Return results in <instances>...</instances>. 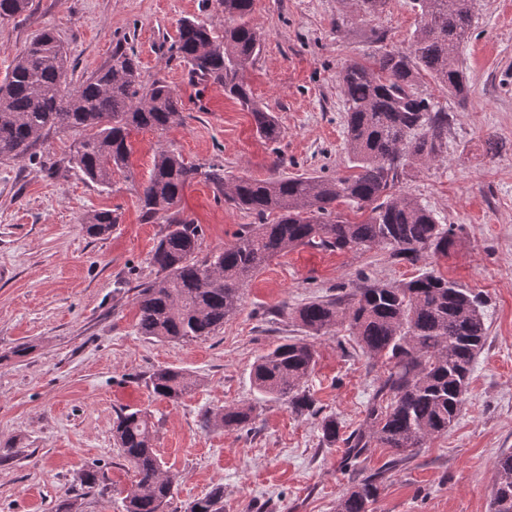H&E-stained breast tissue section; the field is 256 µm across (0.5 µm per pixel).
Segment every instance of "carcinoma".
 Segmentation results:
<instances>
[{
    "mask_svg": "<svg viewBox=\"0 0 512 512\" xmlns=\"http://www.w3.org/2000/svg\"><path fill=\"white\" fill-rule=\"evenodd\" d=\"M413 3L420 21L407 50L386 51L368 63L351 61L339 73L345 140L356 174L229 182L216 164L204 169L166 146L157 149L140 202L146 218L161 215L167 228L153 251L154 278L136 286L140 335L187 342L216 334L240 308L243 288L255 275L300 246L358 254L381 247L412 264L448 254L455 243L453 225L441 223L428 207L398 192L396 184L407 167L436 161L448 147L449 114L418 85L427 75L438 88L466 98L456 56L469 38L474 0ZM219 4L224 6L223 31L184 19L172 52L192 76L223 88L225 96L250 112L259 136L275 144L281 128L254 101L243 78L262 49V34L250 20L254 0ZM386 4L357 0L359 16L371 18ZM29 6L30 0H0V19L24 16ZM67 63V52L49 28L15 60L0 84V159L23 161L51 131L78 130L69 163L89 181L108 187L113 176L130 174L131 133L167 130L184 111L183 101L162 79L143 83L136 56L119 44L107 64L72 90ZM199 177L213 185L216 196L257 219L243 225L231 244L203 257L201 226L179 209L185 187ZM343 201L369 210L367 218H342L337 205ZM117 223L116 212L100 210L88 214L82 228L100 237L111 234ZM288 317L313 335L347 325L372 365L381 368L363 426L345 439L349 459L374 443L407 459L448 432L487 336L479 296L433 271L394 285L361 277L346 296L311 300L290 309ZM315 364L313 346L290 339L261 355L250 378L261 397L310 412L314 401L306 384ZM199 385L196 376L174 367L157 368L146 381L154 395L172 401ZM254 420L253 405L225 406L205 415L206 425L226 431H247ZM320 430L323 441L336 444V419H322ZM155 433L142 409L122 412L114 422V444L136 473L124 512H165L173 499V478L156 454ZM81 484L103 491L105 476L94 465ZM378 495L377 479L366 477L339 496L336 512H372ZM223 497L215 487L187 512H224ZM492 512H512L511 451L494 463Z\"/></svg>",
    "mask_w": 512,
    "mask_h": 512,
    "instance_id": "carcinoma-1",
    "label": "carcinoma"
}]
</instances>
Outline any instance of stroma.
<instances>
[{
	"label": "stroma",
	"instance_id": "obj_1",
	"mask_svg": "<svg viewBox=\"0 0 512 512\" xmlns=\"http://www.w3.org/2000/svg\"><path fill=\"white\" fill-rule=\"evenodd\" d=\"M185 18L224 27L217 0H32L26 16L0 20V80L50 28L67 50L71 84L120 43L137 57L143 81L166 80L185 104L165 132H132V175L114 176L107 188L65 163L72 130L50 135L33 160H0V448L12 449L0 460V512H51L67 496L79 512H123L135 473L114 446L112 425L127 408L158 424L154 448L175 486L168 512H186L217 486L224 512H336L343 490L373 474L381 477L374 512H489L493 462L512 450V0H475L458 53L466 99L431 78L421 82L450 115L448 149L442 161L409 170L397 189L441 223L460 225L448 255L412 265L384 248L300 247L257 274L215 335L159 342L138 333L134 304L137 285L155 274L151 255L165 232L163 221L144 219L139 201L157 147L223 166L229 179L352 175L339 72L348 61L407 49L419 21L412 0H388L364 21L355 0H254L263 48L244 79L281 126L271 145L249 113L220 87L191 82L172 55ZM182 208L201 225L205 254L255 221L202 180L186 189ZM101 209L120 221L109 235L89 236L82 220ZM431 269L482 295L488 331L456 420L413 457L396 466L390 449L374 445L350 460L344 443H323L322 418L336 417L351 433L374 392L376 372L347 328L308 337L317 352L308 381L315 414L254 390V361L306 337L283 308L341 294L361 270L398 284ZM162 366L201 384L180 401L159 398L143 379ZM249 404L258 412L251 430L202 424L206 410ZM92 465L110 480L105 493L80 483Z\"/></svg>",
	"mask_w": 512,
	"mask_h": 512
}]
</instances>
